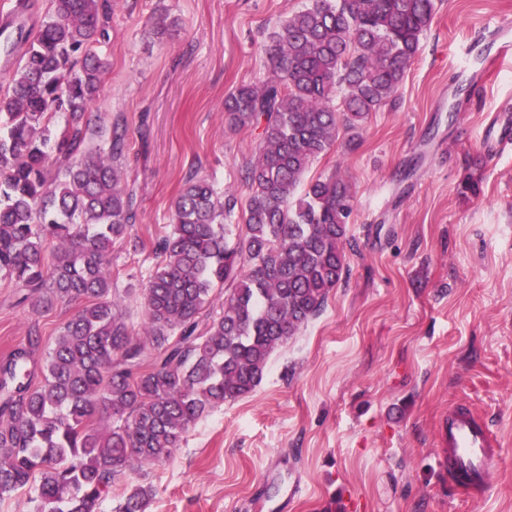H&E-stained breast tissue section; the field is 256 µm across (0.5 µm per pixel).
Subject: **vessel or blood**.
I'll return each mask as SVG.
<instances>
[{
  "label": "vessel or blood",
  "instance_id": "1",
  "mask_svg": "<svg viewBox=\"0 0 512 512\" xmlns=\"http://www.w3.org/2000/svg\"><path fill=\"white\" fill-rule=\"evenodd\" d=\"M442 445L449 478L467 476L470 489L484 490L497 458V443L486 424L467 410H456L443 427Z\"/></svg>",
  "mask_w": 512,
  "mask_h": 512
}]
</instances>
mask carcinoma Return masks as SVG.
<instances>
[{"mask_svg": "<svg viewBox=\"0 0 512 512\" xmlns=\"http://www.w3.org/2000/svg\"><path fill=\"white\" fill-rule=\"evenodd\" d=\"M114 5L49 0L40 27L5 48L21 52L0 91V275L34 313L82 302L52 347L33 328L0 359V502L28 489L35 512H96L122 475L170 458L204 414L251 394L270 355L324 310L354 195L334 172L305 174L340 130L355 140L394 101L436 11V0H311L270 34L273 77L224 99L228 129L258 131L241 232L231 241L224 224L237 198L190 176L154 248L138 334L109 260L116 240L142 247L121 183L128 127L85 119ZM480 182L468 170L460 194L478 196ZM217 288L224 308L202 327ZM148 496L132 487L118 512H144Z\"/></svg>", "mask_w": 512, "mask_h": 512, "instance_id": "1", "label": "carcinoma"}]
</instances>
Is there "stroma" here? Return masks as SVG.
I'll list each match as a JSON object with an SVG mask.
<instances>
[{"instance_id": "obj_1", "label": "stroma", "mask_w": 512, "mask_h": 512, "mask_svg": "<svg viewBox=\"0 0 512 512\" xmlns=\"http://www.w3.org/2000/svg\"><path fill=\"white\" fill-rule=\"evenodd\" d=\"M309 0H117L91 125L121 115L132 145L135 253L112 245L126 322L145 321L151 248L190 174L246 204L256 146L224 124V97L271 74L266 36ZM506 29H499V22ZM512 0H436L395 105L356 149L311 165L353 187L348 273L325 309L275 350L261 384L129 474L146 512H512ZM478 197L459 184L470 163ZM0 279V355L37 327L53 345L71 305L33 314ZM463 405L501 451L483 492L449 481L440 429Z\"/></svg>"}]
</instances>
